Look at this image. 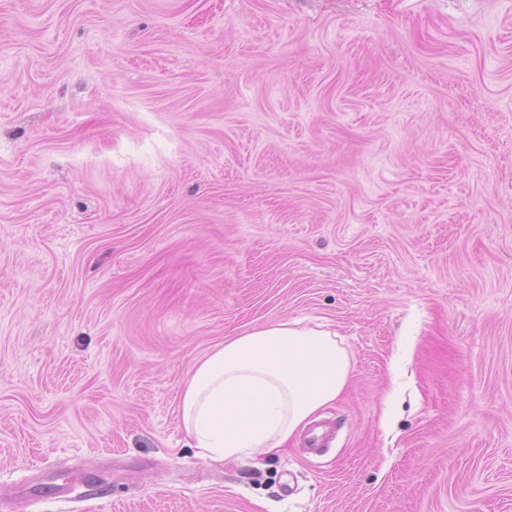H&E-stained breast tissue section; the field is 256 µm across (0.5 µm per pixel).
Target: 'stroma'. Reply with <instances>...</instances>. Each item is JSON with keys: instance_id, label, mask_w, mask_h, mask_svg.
<instances>
[{"instance_id": "obj_1", "label": "stroma", "mask_w": 512, "mask_h": 512, "mask_svg": "<svg viewBox=\"0 0 512 512\" xmlns=\"http://www.w3.org/2000/svg\"><path fill=\"white\" fill-rule=\"evenodd\" d=\"M280 320L335 443L201 459ZM0 512H512V0H0ZM352 363L336 332L278 321L224 340L196 361L178 411L191 448L224 461L270 454L336 400Z\"/></svg>"}]
</instances>
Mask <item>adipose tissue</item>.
Segmentation results:
<instances>
[{"mask_svg":"<svg viewBox=\"0 0 512 512\" xmlns=\"http://www.w3.org/2000/svg\"><path fill=\"white\" fill-rule=\"evenodd\" d=\"M352 363L336 332L278 321L232 337L196 361L178 411L197 456L275 452L336 400Z\"/></svg>","mask_w":512,"mask_h":512,"instance_id":"obj_1","label":"adipose tissue"}]
</instances>
